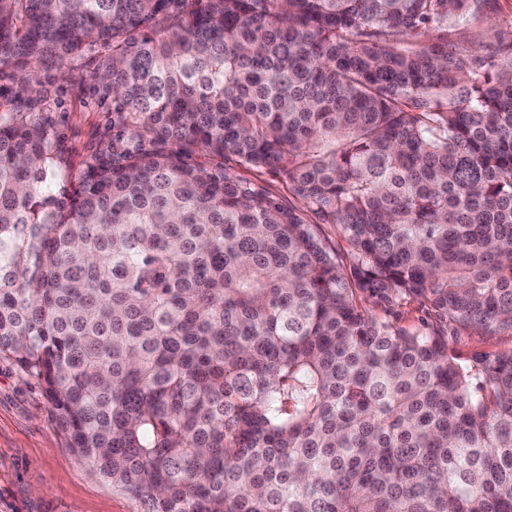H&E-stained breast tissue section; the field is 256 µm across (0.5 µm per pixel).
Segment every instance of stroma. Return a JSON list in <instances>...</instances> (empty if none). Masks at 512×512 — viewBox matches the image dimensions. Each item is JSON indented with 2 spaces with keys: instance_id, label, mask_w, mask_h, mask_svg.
Segmentation results:
<instances>
[{
  "instance_id": "35a3bbf8",
  "label": "stroma",
  "mask_w": 512,
  "mask_h": 512,
  "mask_svg": "<svg viewBox=\"0 0 512 512\" xmlns=\"http://www.w3.org/2000/svg\"><path fill=\"white\" fill-rule=\"evenodd\" d=\"M512 41V0H488L482 11L448 33L450 50L494 55ZM31 115L55 136L54 194L71 183L95 152L112 118L82 69L60 73L40 68ZM448 347L463 360L512 350V333L485 339L469 330L449 331ZM0 512H136L135 503L113 490L66 446L40 387L0 358Z\"/></svg>"
}]
</instances>
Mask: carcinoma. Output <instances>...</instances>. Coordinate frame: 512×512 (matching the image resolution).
Masks as SVG:
<instances>
[{
  "label": "carcinoma",
  "instance_id": "1",
  "mask_svg": "<svg viewBox=\"0 0 512 512\" xmlns=\"http://www.w3.org/2000/svg\"><path fill=\"white\" fill-rule=\"evenodd\" d=\"M480 10L0 0V357L137 512H512V351H448L512 332V52L448 50ZM88 57L112 137L59 198L23 104ZM448 348L467 363L479 354L509 352L512 350V333L501 331L491 338L484 339L469 330L453 331L448 328Z\"/></svg>",
  "mask_w": 512,
  "mask_h": 512
}]
</instances>
